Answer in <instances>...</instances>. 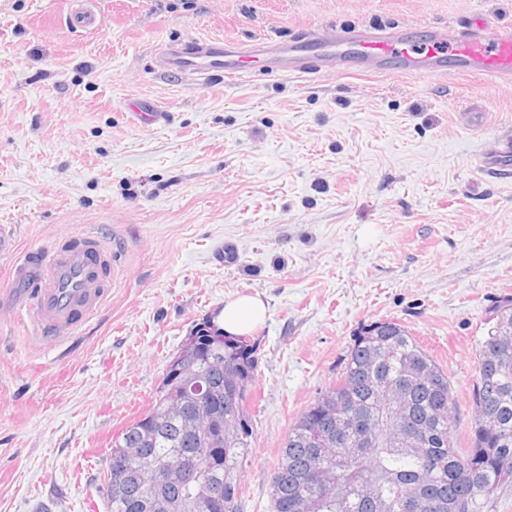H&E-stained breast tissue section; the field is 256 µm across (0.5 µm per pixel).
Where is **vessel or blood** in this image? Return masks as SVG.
I'll list each match as a JSON object with an SVG mask.
<instances>
[{
  "mask_svg": "<svg viewBox=\"0 0 512 512\" xmlns=\"http://www.w3.org/2000/svg\"><path fill=\"white\" fill-rule=\"evenodd\" d=\"M455 42L446 30L425 25L411 30L398 25L327 28L297 38L262 43L227 42L188 36L162 45L156 55L161 71L205 82L216 76L233 78L288 74L303 78L323 71L372 69L426 78L455 72L486 73L512 78V25L488 31L484 22L460 23ZM263 56L260 69L251 63ZM486 171L512 169V131L495 139L481 159ZM16 277L38 274L26 306L39 342L48 348L72 335L105 302L112 288V252L98 237L75 235L62 240L40 263L16 262Z\"/></svg>",
  "mask_w": 512,
  "mask_h": 512,
  "instance_id": "obj_1",
  "label": "vessel or blood"
}]
</instances>
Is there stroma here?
Listing matches in <instances>:
<instances>
[{"mask_svg":"<svg viewBox=\"0 0 512 512\" xmlns=\"http://www.w3.org/2000/svg\"><path fill=\"white\" fill-rule=\"evenodd\" d=\"M81 9L99 26L74 28ZM472 17L510 25L512 0H0V227L23 254L95 235L113 268L105 305L45 348L0 265V512H107L113 437L190 328L242 295L267 314L251 335L240 512H272L289 429L379 320L447 369L466 450L475 343L512 296V173L477 165L512 128V80L346 70L196 85L155 53L189 32L285 41L332 25L439 24L453 40ZM135 100L160 119L136 122Z\"/></svg>","mask_w":512,"mask_h":512,"instance_id":"1","label":"stroma"}]
</instances>
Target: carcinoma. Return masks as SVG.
<instances>
[{"label": "carcinoma", "mask_w": 512, "mask_h": 512, "mask_svg": "<svg viewBox=\"0 0 512 512\" xmlns=\"http://www.w3.org/2000/svg\"><path fill=\"white\" fill-rule=\"evenodd\" d=\"M495 323L476 343L479 374L470 448L453 441L455 399L448 371L419 345L403 324L380 320L360 331L349 349L338 382L320 393L288 432L280 462L271 475L273 512H377L387 501L392 512L418 499L413 512H470L477 499L512 481V297L493 309ZM210 324H196L177 353H189L211 389V427L224 429L220 444L208 429L189 424L187 414L168 410L181 391L173 374L163 376L151 406L112 439L110 463L123 474L107 476V512H165L177 489L145 487L141 473L154 466L172 472L188 459L200 464L194 480L222 487L219 512H239L238 473L251 448V388L258 367L257 345L244 336H224L210 348ZM398 414L419 437L415 449L378 440V431ZM127 448L142 453L128 456ZM317 463L326 469L310 475Z\"/></svg>", "instance_id": "obj_1"}]
</instances>
